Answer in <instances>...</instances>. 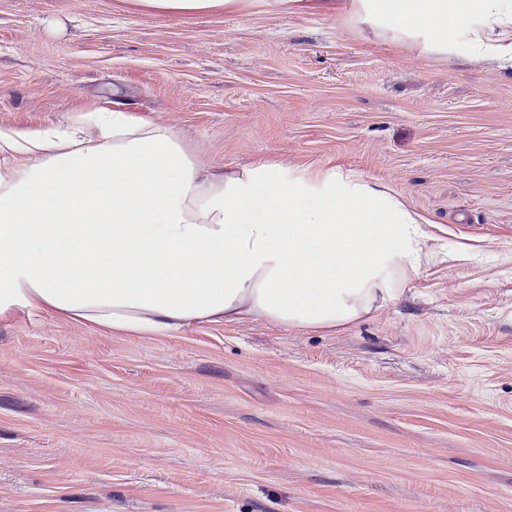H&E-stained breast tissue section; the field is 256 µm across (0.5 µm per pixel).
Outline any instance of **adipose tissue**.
Instances as JSON below:
<instances>
[{"mask_svg":"<svg viewBox=\"0 0 512 512\" xmlns=\"http://www.w3.org/2000/svg\"><path fill=\"white\" fill-rule=\"evenodd\" d=\"M428 57L512 66V0H351ZM422 218L339 166H202L170 128L121 110L0 131V320L22 308L168 335L264 320L343 329L429 257Z\"/></svg>","mask_w":512,"mask_h":512,"instance_id":"1","label":"adipose tissue"}]
</instances>
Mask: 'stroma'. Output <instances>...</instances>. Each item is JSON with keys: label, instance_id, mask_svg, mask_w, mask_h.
Listing matches in <instances>:
<instances>
[{"label": "stroma", "instance_id": "stroma-1", "mask_svg": "<svg viewBox=\"0 0 512 512\" xmlns=\"http://www.w3.org/2000/svg\"><path fill=\"white\" fill-rule=\"evenodd\" d=\"M87 107L205 165L354 171L439 257L336 331L0 322V512H512V67L421 56L343 0H0V129ZM136 2L149 11L181 15L235 8L242 0H136Z\"/></svg>", "mask_w": 512, "mask_h": 512}]
</instances>
